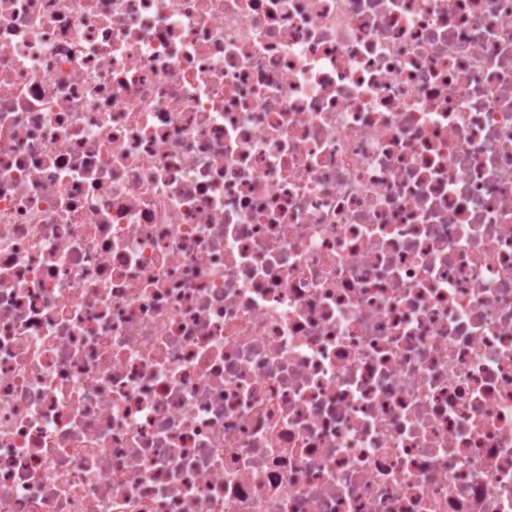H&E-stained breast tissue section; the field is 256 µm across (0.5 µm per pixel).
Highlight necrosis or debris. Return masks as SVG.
I'll return each instance as SVG.
<instances>
[{
    "mask_svg": "<svg viewBox=\"0 0 512 512\" xmlns=\"http://www.w3.org/2000/svg\"><path fill=\"white\" fill-rule=\"evenodd\" d=\"M0 512H512V0H0Z\"/></svg>",
    "mask_w": 512,
    "mask_h": 512,
    "instance_id": "obj_1",
    "label": "necrosis or debris"
}]
</instances>
